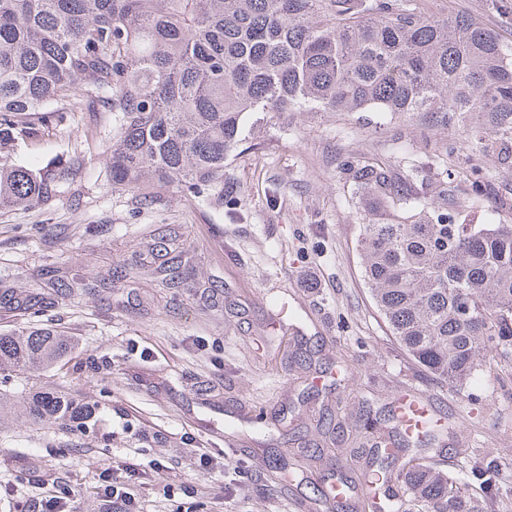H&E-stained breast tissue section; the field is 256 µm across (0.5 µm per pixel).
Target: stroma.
Segmentation results:
<instances>
[{"instance_id":"stroma-1","label":"stroma","mask_w":512,"mask_h":512,"mask_svg":"<svg viewBox=\"0 0 512 512\" xmlns=\"http://www.w3.org/2000/svg\"><path fill=\"white\" fill-rule=\"evenodd\" d=\"M421 7L467 13L512 36V15L492 0ZM115 133L111 113L83 102L12 152L74 174L47 204L0 208V283L37 289L50 267L92 284L121 268L127 275L45 314L77 339L81 371L0 384L12 408L31 388L109 405L86 435L1 419L0 512H38L64 488L70 512H87L112 466L129 468L143 512H174L167 483L194 488L197 512H327L311 484L361 474L376 442L397 439L393 424L368 430L362 415L386 411L402 392L430 400L435 413L431 440L396 466L420 459L457 473L492 453L512 483V383L448 386L391 336L361 277L363 214L342 168L365 157L404 177L430 171L450 147L464 161L461 124L424 112L267 113L225 162L220 206L153 180L138 194L113 189ZM481 164L492 183L484 222L512 196V167L493 152ZM159 227L176 231L196 287L162 288L139 269Z\"/></svg>"}]
</instances>
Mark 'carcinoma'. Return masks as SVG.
<instances>
[{
    "label": "carcinoma",
    "mask_w": 512,
    "mask_h": 512,
    "mask_svg": "<svg viewBox=\"0 0 512 512\" xmlns=\"http://www.w3.org/2000/svg\"><path fill=\"white\" fill-rule=\"evenodd\" d=\"M72 100L119 119L109 155L113 187L135 192L148 174L224 203V162L266 112H433L468 118L471 203L448 176L397 181L390 166L345 162L361 204L363 282L402 349L453 386L512 374V222L480 223L488 194L479 160L512 159V41L466 16L423 13L417 0H0V207L51 201L72 172L36 171L10 148L42 135ZM142 268L186 282L166 261L175 238L156 232ZM0 288V308L27 320L70 297ZM71 336L44 324L0 331V375L35 376L70 364ZM27 420L95 432L100 403L63 391L22 399ZM370 483L404 489L397 512L512 507L502 463L488 457L456 476L424 463Z\"/></svg>",
    "instance_id": "carcinoma-1"
}]
</instances>
